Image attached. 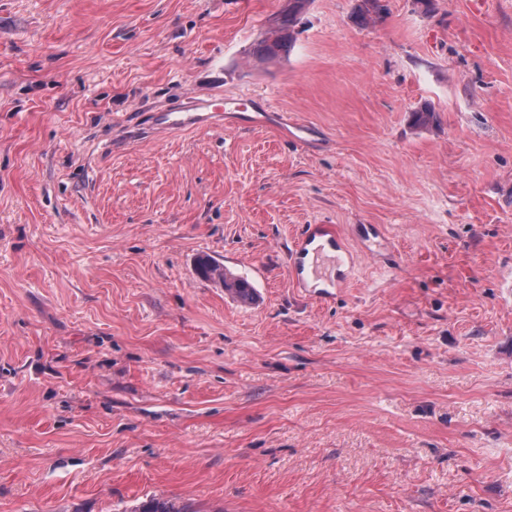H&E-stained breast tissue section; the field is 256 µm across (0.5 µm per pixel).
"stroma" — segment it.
Masks as SVG:
<instances>
[{
    "instance_id": "35a3bbf8",
    "label": "stroma",
    "mask_w": 512,
    "mask_h": 512,
    "mask_svg": "<svg viewBox=\"0 0 512 512\" xmlns=\"http://www.w3.org/2000/svg\"><path fill=\"white\" fill-rule=\"evenodd\" d=\"M358 2L0 0V512H512V0ZM309 0H288L275 27L266 33L254 47V53L261 60H271L288 53L294 41V27L298 16L305 9ZM225 109L215 100L192 98L180 107L151 115V127L163 131L191 130L220 124L224 121L223 112H246V108ZM307 231L298 238L290 252V265L298 288H318L324 283L325 288H338L343 278L337 275L340 267H336L333 276L320 267V260L330 250L332 253L346 250L343 238L333 224H308ZM312 257L310 271L307 269L309 258ZM336 274V275H335ZM196 272L201 278L224 287V291L238 299L247 300L252 293V287L246 280L235 276L223 264L207 256L197 259Z\"/></svg>"
}]
</instances>
